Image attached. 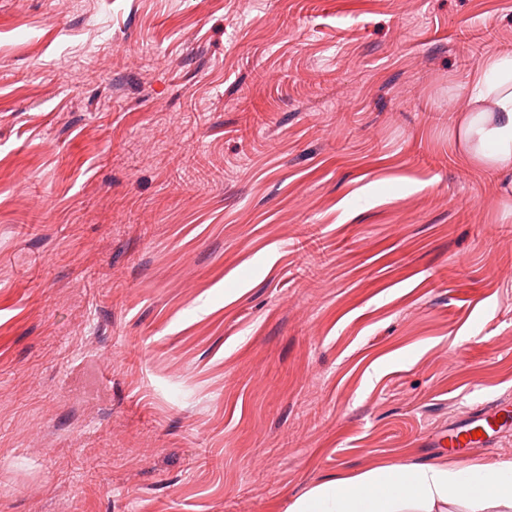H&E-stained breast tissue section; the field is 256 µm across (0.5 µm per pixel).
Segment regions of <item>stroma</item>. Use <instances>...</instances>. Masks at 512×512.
<instances>
[{"label": "stroma", "instance_id": "1", "mask_svg": "<svg viewBox=\"0 0 512 512\" xmlns=\"http://www.w3.org/2000/svg\"><path fill=\"white\" fill-rule=\"evenodd\" d=\"M502 51L512 0H0V512L455 462L512 400V199L451 142ZM512 422L510 404L497 402L492 406L475 408L472 412L453 428L448 429V445L453 448H475L487 442L490 432L500 433L509 422ZM477 430L481 436L473 437Z\"/></svg>", "mask_w": 512, "mask_h": 512}]
</instances>
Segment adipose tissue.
Returning <instances> with one entry per match:
<instances>
[{"label": "adipose tissue", "instance_id": "adipose-tissue-1", "mask_svg": "<svg viewBox=\"0 0 512 512\" xmlns=\"http://www.w3.org/2000/svg\"><path fill=\"white\" fill-rule=\"evenodd\" d=\"M453 143L465 163L512 191V52L473 74ZM287 512H512V462H392L317 485Z\"/></svg>", "mask_w": 512, "mask_h": 512}]
</instances>
